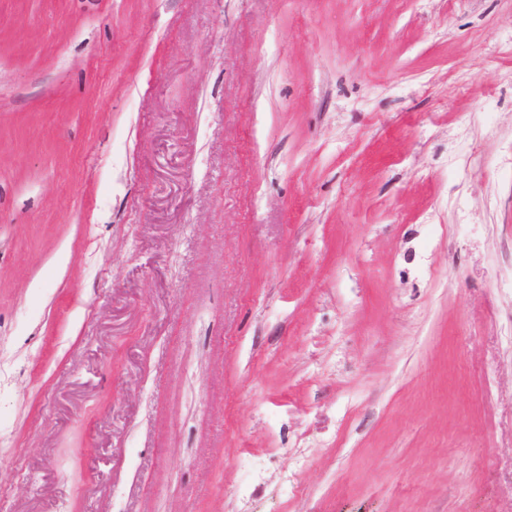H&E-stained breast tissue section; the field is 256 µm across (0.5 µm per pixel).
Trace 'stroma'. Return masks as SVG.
I'll use <instances>...</instances> for the list:
<instances>
[{"mask_svg": "<svg viewBox=\"0 0 512 512\" xmlns=\"http://www.w3.org/2000/svg\"><path fill=\"white\" fill-rule=\"evenodd\" d=\"M0 512H512V0H0Z\"/></svg>", "mask_w": 512, "mask_h": 512, "instance_id": "obj_1", "label": "stroma"}]
</instances>
